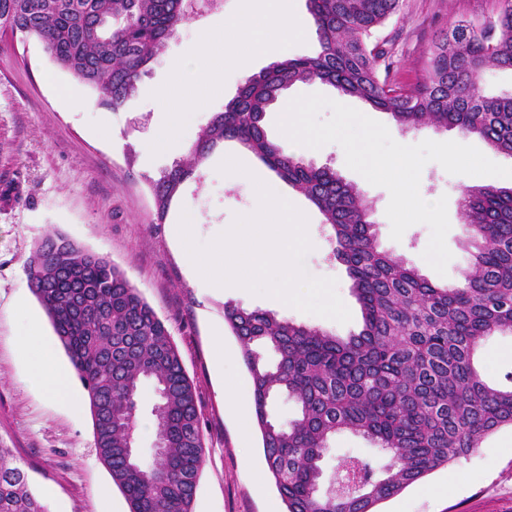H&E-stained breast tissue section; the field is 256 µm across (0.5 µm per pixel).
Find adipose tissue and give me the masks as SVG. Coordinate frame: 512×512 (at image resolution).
<instances>
[{
	"label": "adipose tissue",
	"mask_w": 512,
	"mask_h": 512,
	"mask_svg": "<svg viewBox=\"0 0 512 512\" xmlns=\"http://www.w3.org/2000/svg\"><path fill=\"white\" fill-rule=\"evenodd\" d=\"M300 33L294 0H239L236 12L223 24L200 33L188 54L174 63L172 79L156 89L159 130L145 143V153L154 155L184 144L183 128L201 105L195 87L220 90L227 68L248 71L258 59L283 54L289 40ZM27 356L29 371L44 393L55 400H69L72 379L56 367L53 345L43 342L28 350Z\"/></svg>",
	"instance_id": "ef3b65f1"
}]
</instances>
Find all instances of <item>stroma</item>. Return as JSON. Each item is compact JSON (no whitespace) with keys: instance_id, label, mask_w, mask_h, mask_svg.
<instances>
[{"instance_id":"1","label":"stroma","mask_w":512,"mask_h":512,"mask_svg":"<svg viewBox=\"0 0 512 512\" xmlns=\"http://www.w3.org/2000/svg\"><path fill=\"white\" fill-rule=\"evenodd\" d=\"M496 6L497 0H403L400 12L377 34L397 62L395 78L415 82L435 37L460 19L484 21ZM236 9L237 0H224L222 10L182 26L142 77L136 99L118 112L97 105L73 110L69 92L77 90L87 98L90 90L57 70L38 40L0 35V447L14 449L29 473L33 492L49 512H129V508L96 455L82 384H75L70 403H60L31 382L25 367L20 339L28 335L32 320H39L42 337L56 338L24 271L28 257L47 234H63L108 256L167 325L194 384L204 435V463L192 512H286L253 426L251 382L239 342L225 331L224 303L284 314L342 338L361 326L351 282L344 266L331 257L334 244L319 211L311 213L308 235L313 248L305 257V269L314 277L336 279L337 293L351 312L348 323L301 312L268 296L211 288L183 261L176 235L182 214H189L195 238L206 243L254 206L251 183L226 181L218 170L232 156L267 175V168L235 143L218 147L182 185L166 223L154 221L149 182L187 152L175 148L149 158L142 153V143L156 132L158 103L153 90L169 79L168 62L187 53L200 29L221 24ZM245 80V75L230 68L224 73L222 95L202 93L201 110L185 129L188 140H196ZM345 103L409 144L461 138L491 161L512 167V157L477 136L435 126L404 132L387 113L355 98H346ZM297 154L335 169L372 204L380 250L403 257L431 282L460 283L470 245L459 199L462 188L480 184V177L449 174L436 162L422 169L421 197L428 202L447 200L446 245L452 258L441 275L422 257L431 236L429 227L412 225L401 240H393L386 216L388 190L351 170L339 144L301 148ZM217 333L224 336L225 356L220 361L212 344ZM228 388L238 399L235 415L224 403ZM244 422L252 426L246 435L240 429ZM378 509L512 512V429L491 434L468 458L434 471Z\"/></svg>"}]
</instances>
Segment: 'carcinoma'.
<instances>
[{"instance_id":"1","label":"carcinoma","mask_w":512,"mask_h":512,"mask_svg":"<svg viewBox=\"0 0 512 512\" xmlns=\"http://www.w3.org/2000/svg\"><path fill=\"white\" fill-rule=\"evenodd\" d=\"M320 49L250 76L200 131L189 158L150 181L156 224L181 185L226 141L255 155L302 193L334 233L362 324L346 339L262 309L224 303L241 344L257 427L287 512H376L433 471L512 428L509 385L490 384L477 354L512 334V188L467 186L460 206L473 250L457 286L435 285L379 250L372 206L334 169L269 137L267 110L297 82L320 81L391 115L403 131L425 125L480 136L512 157V92H485L484 71H512V0L482 23L458 20L429 49L412 85L390 78L376 33L401 0H307ZM191 20L185 0H0V32L35 38L53 65L114 112L124 109L168 39ZM25 272L87 390L94 447L129 512H191L204 462L196 391L168 327L125 273L60 234L42 239ZM149 406L155 441L146 457L137 424ZM293 407L272 415L279 399ZM362 436L387 462L352 456L329 475L340 432ZM0 512H48L13 450L0 448Z\"/></svg>"}]
</instances>
